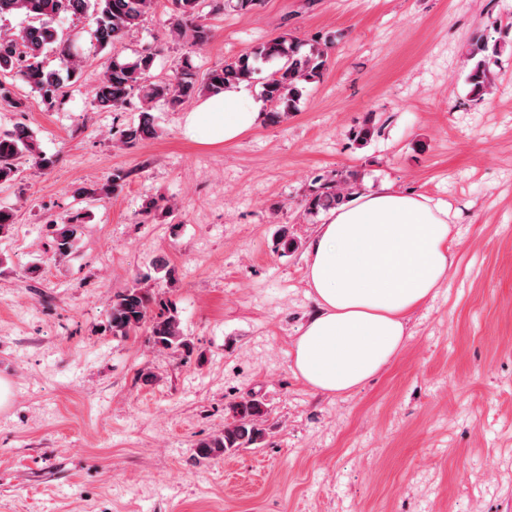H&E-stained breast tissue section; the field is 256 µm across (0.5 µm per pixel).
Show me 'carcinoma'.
Segmentation results:
<instances>
[{
  "instance_id": "1",
  "label": "carcinoma",
  "mask_w": 512,
  "mask_h": 512,
  "mask_svg": "<svg viewBox=\"0 0 512 512\" xmlns=\"http://www.w3.org/2000/svg\"><path fill=\"white\" fill-rule=\"evenodd\" d=\"M156 0H0V20L22 15L26 25L16 34L0 35V73H9L26 84L42 103L51 104L63 95L67 82L74 80L82 67L78 39L62 40L59 24L68 15L87 14L95 25L98 44L107 48L123 40L139 27L154 8ZM176 19L172 28L175 40L200 50L211 39L210 28L199 21L202 0H172ZM57 53L58 67L49 69L41 57L46 51ZM488 43L483 37L474 39L468 50L475 64L468 73L471 92L483 97L490 88L487 54ZM276 59L279 67L266 80L263 96L272 106L271 116L277 120L295 111L304 85L318 81L329 64L328 47L319 42L309 44L302 52L301 44L289 35H281L257 45L221 66L198 76L190 57L186 56L173 76L161 82L149 80L155 57L151 52L133 60L118 55L105 68L93 89L95 103L114 112L124 108L133 95L143 103L142 115L136 125L121 132V142L133 145L157 135L150 104L164 101L176 110L203 93L218 94L232 84L250 80L256 71L255 63ZM0 104L13 109L29 108V100L18 97L13 84L0 81ZM27 161L39 169H48L55 160L36 150L33 132L24 125L0 131V184L18 179L22 162ZM129 173L115 170L102 184L81 188L77 196L89 199L110 198L120 192ZM356 187L353 174L340 179H326L308 201V210L329 209L344 201L349 190ZM79 228V218L55 229V256L70 253ZM145 280L137 279L133 285L112 298L109 327L115 337H128L144 324L150 325V340L163 350H191L189 340L181 328L176 309H163L153 313L157 305ZM230 421L224 430L197 444L203 458L225 455L241 448L259 447L265 437L264 403L251 397L229 407Z\"/></svg>"
}]
</instances>
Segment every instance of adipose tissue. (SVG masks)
Instances as JSON below:
<instances>
[{
    "label": "adipose tissue",
    "instance_id": "1",
    "mask_svg": "<svg viewBox=\"0 0 512 512\" xmlns=\"http://www.w3.org/2000/svg\"><path fill=\"white\" fill-rule=\"evenodd\" d=\"M263 118L243 82L202 102L188 128L204 142L231 144ZM448 217L446 203L385 182L352 193L317 227L304 255L312 308L292 350L309 389L350 394L404 348L412 314L448 279Z\"/></svg>",
    "mask_w": 512,
    "mask_h": 512
}]
</instances>
